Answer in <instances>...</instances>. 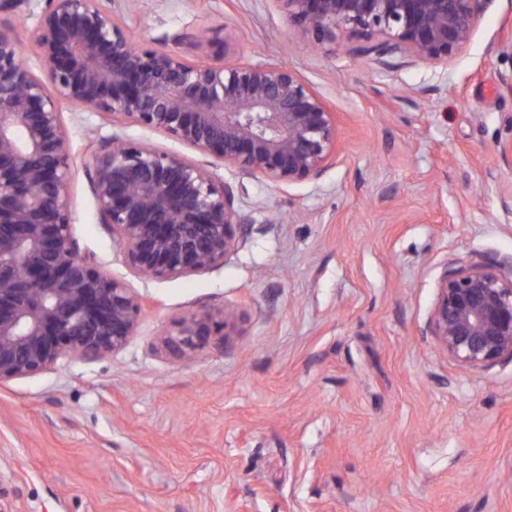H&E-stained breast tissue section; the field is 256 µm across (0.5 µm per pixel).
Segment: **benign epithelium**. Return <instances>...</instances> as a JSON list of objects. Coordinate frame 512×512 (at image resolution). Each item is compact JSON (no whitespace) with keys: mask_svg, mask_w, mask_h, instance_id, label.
<instances>
[{"mask_svg":"<svg viewBox=\"0 0 512 512\" xmlns=\"http://www.w3.org/2000/svg\"><path fill=\"white\" fill-rule=\"evenodd\" d=\"M315 48L374 56L388 67L446 65L470 41L483 0H276ZM35 75L0 28V384L55 369L64 357L124 350L143 315L122 279L79 252L66 195L71 149L62 109L163 132L273 184L316 179L336 163V115L294 70L273 64H191L135 42L101 0H47L36 17ZM90 179L100 221L126 264L157 280L224 264L247 217L212 170L113 134ZM225 309L173 320L163 344L189 358L226 340ZM431 332L448 357L477 371L512 360V280L481 261L438 282Z\"/></svg>","mask_w":512,"mask_h":512,"instance_id":"obj_1","label":"benign epithelium"}]
</instances>
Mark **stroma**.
<instances>
[{
    "instance_id": "obj_1",
    "label": "stroma",
    "mask_w": 512,
    "mask_h": 512,
    "mask_svg": "<svg viewBox=\"0 0 512 512\" xmlns=\"http://www.w3.org/2000/svg\"><path fill=\"white\" fill-rule=\"evenodd\" d=\"M29 16L0 13L35 74ZM135 41L189 61L285 65L336 114V163L275 185L158 131L63 112L81 253L145 312L121 353L0 386V512H512V362L470 369L429 328L460 260L512 262V0H483L448 64L380 69L311 47L276 0H112ZM207 31L209 40L197 42ZM113 134L208 166L249 218L224 266L140 277L101 224L90 141ZM237 329L189 359L173 319ZM233 327V316L224 308L191 314L173 320L166 329L163 344L175 358H189L205 348L213 336L225 341Z\"/></svg>"
}]
</instances>
